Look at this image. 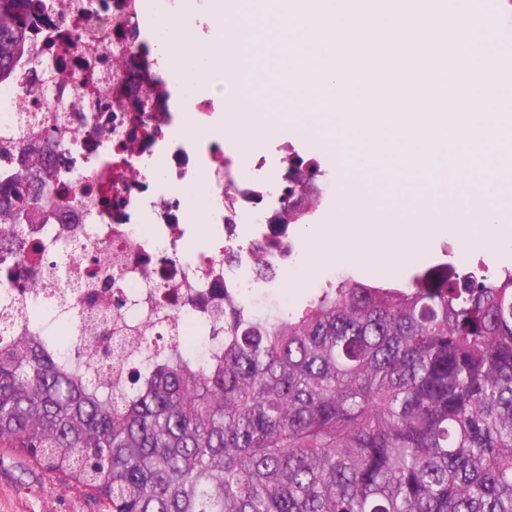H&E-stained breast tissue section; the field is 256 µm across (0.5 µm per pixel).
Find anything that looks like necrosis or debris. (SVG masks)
I'll list each match as a JSON object with an SVG mask.
<instances>
[{
    "label": "necrosis or debris",
    "mask_w": 512,
    "mask_h": 512,
    "mask_svg": "<svg viewBox=\"0 0 512 512\" xmlns=\"http://www.w3.org/2000/svg\"><path fill=\"white\" fill-rule=\"evenodd\" d=\"M179 3L21 0L26 46L0 85L1 125L34 116L29 154L0 148V185L22 177L42 187L29 243L64 249L62 268L82 287L77 305L108 307L103 284L123 273L132 306L112 318L134 330L160 306L188 328L223 305L225 284L242 293L256 269L285 272L296 243L277 218L298 208L292 182L319 173L316 157L285 144L273 164L220 138L185 137L219 101L186 93L181 76L161 68V21L179 17ZM194 187L211 200L203 225L181 200ZM246 227L254 237L225 261ZM195 237L210 247L188 265L180 255ZM91 242L100 247L93 267L82 251Z\"/></svg>",
    "instance_id": "4bbe7bcc"
}]
</instances>
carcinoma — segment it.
I'll return each instance as SVG.
<instances>
[{
	"label": "carcinoma",
	"instance_id": "cac0c4a2",
	"mask_svg": "<svg viewBox=\"0 0 512 512\" xmlns=\"http://www.w3.org/2000/svg\"><path fill=\"white\" fill-rule=\"evenodd\" d=\"M0 0V82L24 50ZM0 289L24 290L22 224H0ZM0 325V447L106 512H512V268L431 267L401 287L330 282L260 317L224 287L201 361L160 310L125 353L100 310V376L61 356L47 309ZM127 364L122 383L108 378Z\"/></svg>",
	"mask_w": 512,
	"mask_h": 512
}]
</instances>
